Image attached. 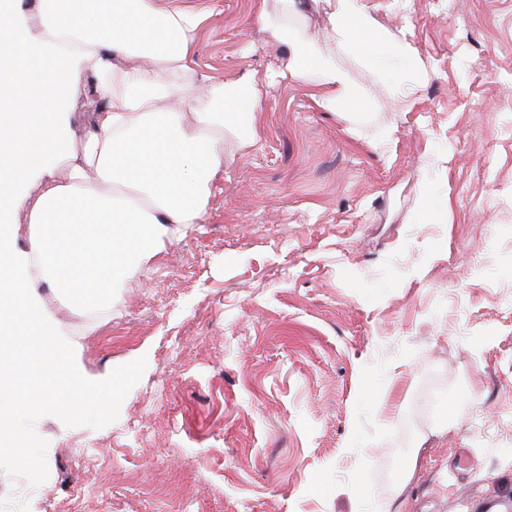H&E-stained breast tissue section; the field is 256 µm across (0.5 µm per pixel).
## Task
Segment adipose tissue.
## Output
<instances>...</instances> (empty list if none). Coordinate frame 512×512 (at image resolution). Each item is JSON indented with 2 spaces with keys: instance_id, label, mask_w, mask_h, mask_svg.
<instances>
[{
  "instance_id": "adipose-tissue-1",
  "label": "adipose tissue",
  "mask_w": 512,
  "mask_h": 512,
  "mask_svg": "<svg viewBox=\"0 0 512 512\" xmlns=\"http://www.w3.org/2000/svg\"><path fill=\"white\" fill-rule=\"evenodd\" d=\"M324 11L329 40L313 39L299 10ZM206 11L176 0H39L38 26L0 0V391L75 403L89 394L71 371L31 284L40 279L74 301L106 306L112 291L146 270L163 241L201 223L212 183L224 172L227 134L254 141L260 91L251 77L202 75L194 40ZM258 29L287 44L286 71L332 112L357 111L366 92L336 64L337 49L381 61L383 37L366 0H259ZM108 98L81 160L37 197L22 188L66 147L60 103L82 71ZM24 211L31 246L17 255L13 216ZM33 347L20 363L12 343Z\"/></svg>"
}]
</instances>
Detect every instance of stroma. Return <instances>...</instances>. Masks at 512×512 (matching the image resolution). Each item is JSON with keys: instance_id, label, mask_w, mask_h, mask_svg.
Segmentation results:
<instances>
[{"instance_id": "35a3bbf8", "label": "stroma", "mask_w": 512, "mask_h": 512, "mask_svg": "<svg viewBox=\"0 0 512 512\" xmlns=\"http://www.w3.org/2000/svg\"><path fill=\"white\" fill-rule=\"evenodd\" d=\"M209 11L200 70L262 81L287 46L253 0ZM428 77L337 52L356 118L288 79L257 141L226 142L203 223L103 311L35 283L90 400L22 414L34 460L0 452L21 512H492L512 505V0H367ZM106 105L64 101L61 178ZM432 210H425V203ZM369 377L371 390L361 388ZM420 453L418 477L401 485Z\"/></svg>"}]
</instances>
